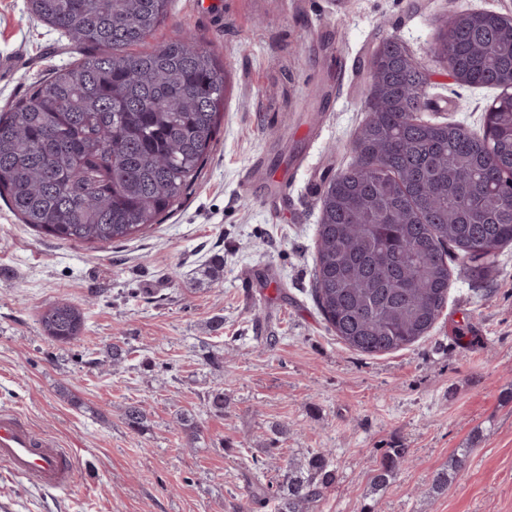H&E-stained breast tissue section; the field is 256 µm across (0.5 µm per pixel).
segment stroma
I'll return each mask as SVG.
<instances>
[{
    "instance_id": "1",
    "label": "stroma",
    "mask_w": 512,
    "mask_h": 512,
    "mask_svg": "<svg viewBox=\"0 0 512 512\" xmlns=\"http://www.w3.org/2000/svg\"><path fill=\"white\" fill-rule=\"evenodd\" d=\"M451 10L508 14L512 0H171L146 49L188 31L230 75L182 204L141 237L92 249L39 235L0 199V407L77 454L66 491L0 467V512H235L277 428L268 476L318 450L336 471L314 512H512V246L488 280L453 278L428 338L404 350L350 349L313 297L320 197L352 161L366 63L384 39L427 73L425 118L482 132L495 90L458 83L432 51ZM77 57L29 0H0V111ZM60 299L86 318L66 345L38 322ZM117 341L130 350L118 365ZM215 388L220 414L205 402ZM129 405L145 412L142 431L126 427ZM394 447L409 458L371 494ZM464 448L466 467L434 492ZM470 452V449L464 448L459 455L451 458L450 462L448 463V468H444L436 472L432 478L433 489L441 491L447 488L451 475L449 471L456 473L457 471L461 470L464 467Z\"/></svg>"
}]
</instances>
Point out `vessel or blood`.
<instances>
[{
	"label": "vessel or blood",
	"mask_w": 512,
	"mask_h": 512,
	"mask_svg": "<svg viewBox=\"0 0 512 512\" xmlns=\"http://www.w3.org/2000/svg\"><path fill=\"white\" fill-rule=\"evenodd\" d=\"M0 464L43 490L69 489L74 478L73 450L36 433L14 409L0 411Z\"/></svg>",
	"instance_id": "b4317fda"
}]
</instances>
